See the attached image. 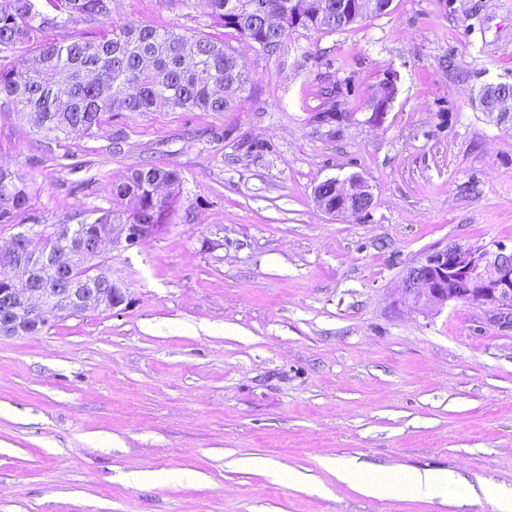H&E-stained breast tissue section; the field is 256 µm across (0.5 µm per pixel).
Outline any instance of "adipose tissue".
I'll return each mask as SVG.
<instances>
[{
	"label": "adipose tissue",
	"instance_id": "ef3b65f1",
	"mask_svg": "<svg viewBox=\"0 0 512 512\" xmlns=\"http://www.w3.org/2000/svg\"><path fill=\"white\" fill-rule=\"evenodd\" d=\"M326 466L335 471L338 478L352 479L360 484L363 492L382 497L393 492H406L422 499H447L449 490L462 486V480L454 473L430 470H393L363 468L353 460H327Z\"/></svg>",
	"mask_w": 512,
	"mask_h": 512
}]
</instances>
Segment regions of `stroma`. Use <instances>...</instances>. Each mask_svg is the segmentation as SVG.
<instances>
[{
    "label": "stroma",
    "instance_id": "obj_1",
    "mask_svg": "<svg viewBox=\"0 0 512 512\" xmlns=\"http://www.w3.org/2000/svg\"><path fill=\"white\" fill-rule=\"evenodd\" d=\"M112 18L218 32L203 0H114ZM223 34L250 78L234 108L123 113L120 149L106 128L63 144L79 170L31 167L0 113V165L42 223L109 206L148 159L182 178L169 224L101 253L127 304L0 338V512H494L370 497L322 461L512 491V327L467 302L423 314L401 291L434 247L512 246V127L478 102L512 83V0H392L273 53ZM333 106L343 120L317 122ZM355 175L365 215L317 207L320 183Z\"/></svg>",
    "mask_w": 512,
    "mask_h": 512
}]
</instances>
